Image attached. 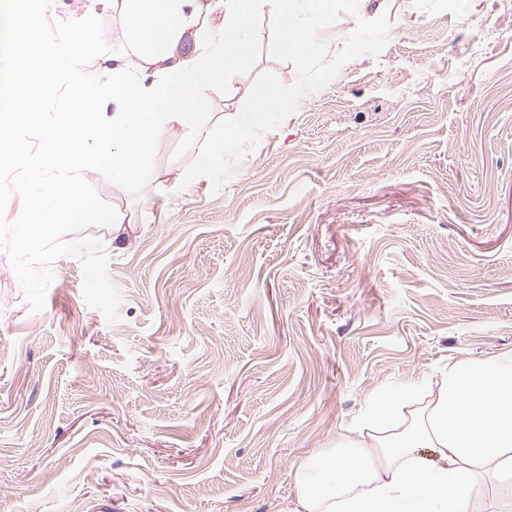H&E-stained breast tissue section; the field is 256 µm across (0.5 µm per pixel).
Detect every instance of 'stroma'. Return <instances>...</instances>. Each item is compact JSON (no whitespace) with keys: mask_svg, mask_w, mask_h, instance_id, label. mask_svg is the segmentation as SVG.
Masks as SVG:
<instances>
[{"mask_svg":"<svg viewBox=\"0 0 512 512\" xmlns=\"http://www.w3.org/2000/svg\"><path fill=\"white\" fill-rule=\"evenodd\" d=\"M96 28L132 70L120 8ZM320 52L260 16L208 86L222 171L181 133L150 187L86 178L121 221L10 232L0 179V512H280L369 397L512 356V0H330Z\"/></svg>","mask_w":512,"mask_h":512,"instance_id":"1","label":"stroma"}]
</instances>
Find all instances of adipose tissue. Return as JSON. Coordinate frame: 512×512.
<instances>
[{"label": "adipose tissue", "mask_w": 512, "mask_h": 512, "mask_svg": "<svg viewBox=\"0 0 512 512\" xmlns=\"http://www.w3.org/2000/svg\"><path fill=\"white\" fill-rule=\"evenodd\" d=\"M12 41L0 50V74L12 76L14 112L0 115V141L11 148L10 166L38 187V219L16 222L20 244L35 242L42 224L92 218L116 223L79 179L150 186L152 145L164 133L189 131L196 167L183 184L224 162V155L265 129L288 99L261 85L232 129L207 124L205 87L223 82L228 65L247 60L245 41L255 18L269 7L288 53L318 51L303 13L326 10V0H100L120 4L126 28L152 82L105 49L106 37L87 21L62 24L43 36L39 23L55 0H9ZM221 25H207L210 15ZM196 30L207 49L181 52L186 31ZM90 52L101 78L87 86L81 64ZM63 92L39 145H30L16 121L35 88ZM512 485V360H452L436 379L369 398L336 448L303 462L294 501L285 512H467L480 472Z\"/></svg>", "instance_id": "adipose-tissue-1"}]
</instances>
